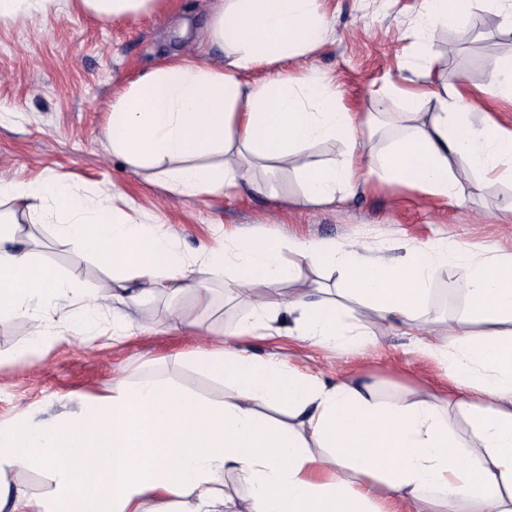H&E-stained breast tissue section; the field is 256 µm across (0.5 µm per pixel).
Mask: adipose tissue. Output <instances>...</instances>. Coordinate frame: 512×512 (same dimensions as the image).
<instances>
[{"instance_id":"1","label":"adipose tissue","mask_w":512,"mask_h":512,"mask_svg":"<svg viewBox=\"0 0 512 512\" xmlns=\"http://www.w3.org/2000/svg\"><path fill=\"white\" fill-rule=\"evenodd\" d=\"M161 0H76L96 18L126 20ZM479 0H422L420 44L469 16ZM209 40L220 64L182 54L160 62L115 95L107 127L113 155L133 172L153 170L185 199L257 190L254 171L268 159L300 157L303 208L340 204L368 180L401 186L435 201L459 200L464 181L512 180V129L494 117L475 122L461 106L467 76L450 88L436 60L421 51L415 79L390 85L405 112H355L311 69L270 76L285 60L305 58L327 40L322 0H218ZM391 134L380 152L364 135ZM339 140L338 159H302L316 144ZM113 185L83 191L49 175L0 183V204L14 216L0 225V318L24 317L31 350L50 319L48 308L75 290L85 316L126 299L129 309L155 293L194 292L209 301L211 276L228 271L227 293L256 311L243 333L271 329L288 314L291 330L317 344L358 348L365 327L346 321L342 303L323 284L287 301L274 284L294 281L301 265L332 268L342 292L361 299L383 324L404 328L439 360L447 393L379 399L356 380L330 382L288 363L244 350L198 351L196 364L224 380L223 401L198 398L159 377L117 383L47 422L0 423V512H512V254L483 257L439 242L411 247L390 262L368 260L351 238L296 240L298 260L279 243L245 234L224 250L186 259L174 240L133 224L112 207ZM54 215L57 234L112 272L111 294L82 286V273L38 263L20 230ZM467 265L462 284L473 321H458L446 343L418 310L437 266ZM467 421L463 445L449 419ZM34 468L49 473L50 492L31 496L8 477ZM245 475L244 506L224 494V477Z\"/></svg>"}]
</instances>
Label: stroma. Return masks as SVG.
<instances>
[{"label":"stroma","instance_id":"stroma-1","mask_svg":"<svg viewBox=\"0 0 512 512\" xmlns=\"http://www.w3.org/2000/svg\"><path fill=\"white\" fill-rule=\"evenodd\" d=\"M215 6V0H163L150 14L108 22L60 0L45 18L0 23V180L30 182L49 172L86 188L112 183L116 206L134 222L161 226L190 258L202 248H223L246 232L284 244L360 238L369 255L384 258L445 241L477 253H512V215L503 210L512 185L506 183L466 185L460 206H439L421 193L370 183L339 207L311 210L291 203L299 184L290 161L257 169L262 191L231 198L184 200L147 174L132 173L109 149L112 97L172 54L190 52L201 63H215L219 53L208 41ZM420 6L421 0H325L327 42L306 61L287 60L278 69L288 74L304 65L314 68L357 111L372 112L380 105L404 111V103L384 91L413 75ZM491 45L512 54V28L483 7L457 27L438 32L429 50L437 58L439 80L454 86L462 76L485 70ZM33 234L39 261L62 270L80 268L85 287L109 288V276L57 238L53 224L38 225ZM465 275V266L453 261L436 270L423 313L435 321L438 336L469 313L458 290ZM211 286L214 300L205 310L189 292L146 299L138 311L144 328L133 329L119 343L110 339L111 309L88 321L72 317L69 300H60L41 350L28 359L12 356L28 333L26 319L0 320V423L28 416L48 420L71 409L78 397L104 394L118 380L145 376L169 379L209 400L223 399V384L192 361L208 343L281 358L337 381L354 377L374 384L382 397H409L444 381L437 361L417 350L414 337L380 324L355 302L347 304L351 320L374 338L362 351L349 352L284 333L239 335L241 324L254 314L252 305L243 297L224 298L223 274H216ZM176 308L187 312V322L170 320Z\"/></svg>","mask_w":512,"mask_h":512}]
</instances>
